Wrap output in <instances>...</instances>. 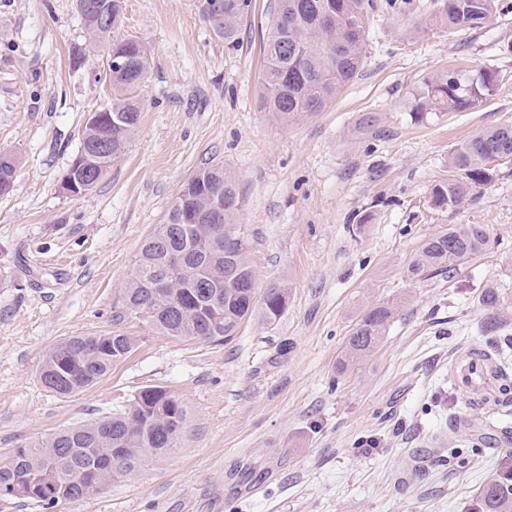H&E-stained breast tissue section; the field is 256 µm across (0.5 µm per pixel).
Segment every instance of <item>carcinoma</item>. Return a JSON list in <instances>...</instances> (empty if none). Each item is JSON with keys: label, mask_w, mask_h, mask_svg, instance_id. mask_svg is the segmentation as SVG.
Wrapping results in <instances>:
<instances>
[{"label": "carcinoma", "mask_w": 512, "mask_h": 512, "mask_svg": "<svg viewBox=\"0 0 512 512\" xmlns=\"http://www.w3.org/2000/svg\"><path fill=\"white\" fill-rule=\"evenodd\" d=\"M252 0H209L202 17L214 35L229 49L240 43V25ZM499 0H434L429 22L450 32L473 28L487 19ZM119 4H112V23L104 30L87 31L88 39L123 43L132 52L134 64L119 77H110L112 114L125 117L119 138L95 153L93 168L104 173L125 150L139 118V104L129 92L144 79L149 57L140 54L134 39L112 36L120 19ZM373 0H277L269 32L263 43V106L279 121L288 124L319 111L357 78L366 59V29ZM497 76L491 71L468 79L455 72L441 73L424 82L418 94L415 118L424 120L443 112L474 106L491 95ZM512 155V125L504 124L457 145L450 157L456 176L432 188L430 202L437 208H452L474 188L487 184L493 176L492 163ZM204 182L193 179L181 185L184 207L200 211L208 205V195L219 197L224 210V234L238 237L234 252L224 253V245L211 239L208 223L182 224L178 208L172 205L164 223L149 233L140 247L132 272L123 288V303L132 308H151L147 324L163 336L196 338L201 329L213 334L203 338L212 344L231 341L242 324L253 316L266 322L279 318L288 298L285 285L272 283L262 293L255 287V272L249 259L246 229L237 222L240 193L235 175L222 166L205 167L196 172ZM481 224L451 226L422 245L409 265L418 276L433 270H451L452 264L487 245ZM189 252L196 273L207 279L213 306L198 304L187 277L170 275L172 288L154 295L149 283L167 273V252ZM482 303L491 310L485 329L494 331L512 319V305L498 288H488ZM396 306L374 303L360 312L345 341L340 367H355L372 356L381 344ZM137 339L119 331L94 335L68 336L44 354L39 367L40 382H50L54 394L66 397L80 393L107 377L134 351ZM146 387L123 409L96 420L61 430L23 448L0 455V485L34 481L45 461L57 473L55 498H35L42 509L63 502L77 504L101 493L111 483V473L120 468L133 472L142 458L164 453V438L150 422L153 406L170 410L169 432L180 438L187 413L178 397L168 392L149 394ZM111 448H124L110 454ZM512 455H503L495 477L480 491L476 512H512V474L508 473Z\"/></svg>", "instance_id": "carcinoma-1"}]
</instances>
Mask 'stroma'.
Wrapping results in <instances>:
<instances>
[{
	"label": "stroma",
	"instance_id": "stroma-1",
	"mask_svg": "<svg viewBox=\"0 0 512 512\" xmlns=\"http://www.w3.org/2000/svg\"><path fill=\"white\" fill-rule=\"evenodd\" d=\"M374 2L359 76L285 125L261 104L276 0H252L234 49L199 0H122L115 37L150 54L140 121L96 186L69 196L59 184L85 117L112 95L102 60L71 63L85 44L76 0H0V150L20 158L0 196V453L148 386L187 411L170 452L54 512H470L499 440L512 449V412L466 404L449 376L469 348L512 375V323L486 331L480 302L493 285L512 302V162L457 206L430 204L457 144L512 124V0L454 33L428 24L433 0ZM485 70L498 84L480 105L414 118L425 80ZM366 112L376 136L358 130ZM215 164L238 179L257 288L288 287L283 314L251 318L221 345L114 324L142 240L180 185ZM456 224L483 225L486 248L411 276L422 244ZM386 301L398 309L380 347L340 371L360 311ZM114 329L139 343L109 377L70 397L42 387L46 350Z\"/></svg>",
	"mask_w": 512,
	"mask_h": 512
}]
</instances>
